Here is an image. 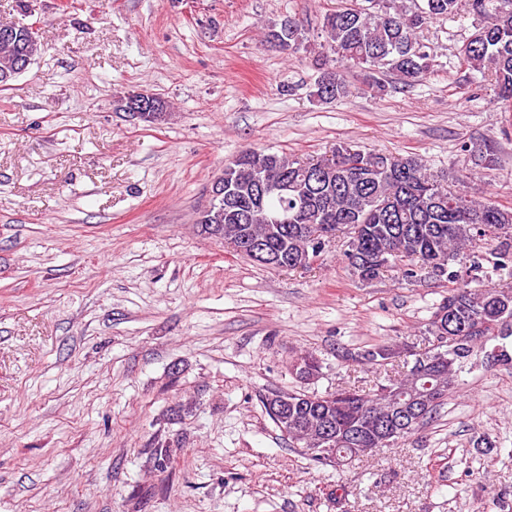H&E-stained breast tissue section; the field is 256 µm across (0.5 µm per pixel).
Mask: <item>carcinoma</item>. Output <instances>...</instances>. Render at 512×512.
<instances>
[{"mask_svg": "<svg viewBox=\"0 0 512 512\" xmlns=\"http://www.w3.org/2000/svg\"><path fill=\"white\" fill-rule=\"evenodd\" d=\"M477 24L462 49L472 70L488 73L504 101L512 100V8L505 0H468ZM462 0H422L408 11L391 4L367 11L356 0H338L325 14L330 54L319 63L312 96L321 103L346 98L345 64L363 71L364 85L382 91L384 77L410 85L430 73L433 53L418 38L428 23L458 14ZM268 42L288 53L306 41L302 22L288 17L268 27ZM224 185L234 195L197 219L210 233L223 225L224 240L246 236L266 244L262 256L281 255L289 270L312 261L310 236L347 238L344 256L363 281L384 273L371 264L391 253L403 274L430 272L453 284L432 312L431 349L402 377L373 392L343 389L325 395L274 390L264 407L282 434L312 462L338 468L367 448H393L429 424L468 362L495 327L512 317V289L472 288L482 264L449 269L471 256L478 242L499 239L497 266L512 264V207L451 189L447 177L415 156H394L340 142L331 156L303 164L277 153L243 150L224 165ZM323 361L311 353L292 364L303 381L319 377Z\"/></svg>", "mask_w": 512, "mask_h": 512, "instance_id": "cac0c4a2", "label": "carcinoma"}]
</instances>
